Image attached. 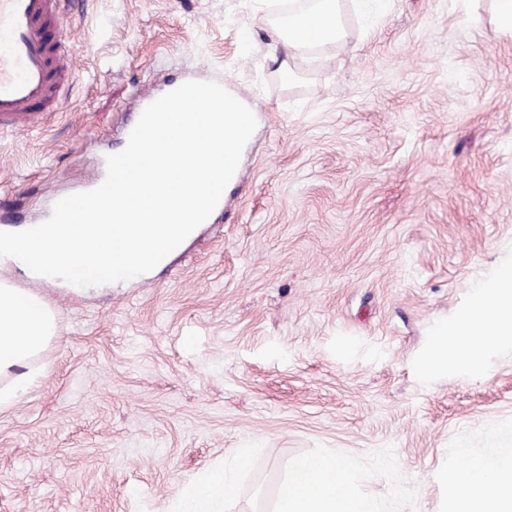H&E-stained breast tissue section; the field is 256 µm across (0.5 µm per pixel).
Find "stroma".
Wrapping results in <instances>:
<instances>
[{
	"instance_id": "obj_1",
	"label": "stroma",
	"mask_w": 512,
	"mask_h": 512,
	"mask_svg": "<svg viewBox=\"0 0 512 512\" xmlns=\"http://www.w3.org/2000/svg\"><path fill=\"white\" fill-rule=\"evenodd\" d=\"M271 0H65L60 111L0 132L16 225L98 174L163 85L220 76L263 117L212 221L150 276L35 288L58 337L0 409V512H177L250 451L227 512H274L303 456L346 455L375 512H439L458 452L512 455V345L422 362L512 272V34L492 0H345L289 56ZM291 76H283L279 60Z\"/></svg>"
}]
</instances>
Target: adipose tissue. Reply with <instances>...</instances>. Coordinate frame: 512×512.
<instances>
[{
    "label": "adipose tissue",
    "instance_id": "adipose-tissue-1",
    "mask_svg": "<svg viewBox=\"0 0 512 512\" xmlns=\"http://www.w3.org/2000/svg\"><path fill=\"white\" fill-rule=\"evenodd\" d=\"M315 26L324 41L344 37L338 0H318L309 13L290 16L276 34L288 49L303 46V30ZM50 304L38 293L0 281V408L20 402L39 376L36 361L56 337ZM512 343V280L480 292L456 327L439 335L423 370L435 373L455 364L481 376L483 350ZM247 452L215 469L200 482L184 487L186 512H222L237 488V474ZM349 457L298 459L282 484L275 512H373L370 500L354 494L348 476ZM442 512H512V459H489L463 451L452 476V491Z\"/></svg>",
    "mask_w": 512,
    "mask_h": 512
}]
</instances>
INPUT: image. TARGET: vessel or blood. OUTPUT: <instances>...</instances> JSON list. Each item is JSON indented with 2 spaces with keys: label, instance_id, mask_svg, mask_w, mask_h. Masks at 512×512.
<instances>
[{
  "label": "vessel or blood",
  "instance_id": "b4317fda",
  "mask_svg": "<svg viewBox=\"0 0 512 512\" xmlns=\"http://www.w3.org/2000/svg\"><path fill=\"white\" fill-rule=\"evenodd\" d=\"M62 27L60 0H0L1 131H26L60 109L75 77Z\"/></svg>",
  "mask_w": 512,
  "mask_h": 512
}]
</instances>
